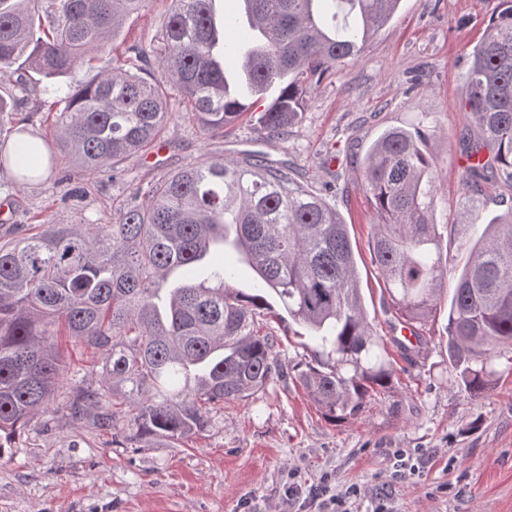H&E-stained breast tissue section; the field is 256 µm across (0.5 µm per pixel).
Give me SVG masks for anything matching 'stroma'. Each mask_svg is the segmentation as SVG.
Returning <instances> with one entry per match:
<instances>
[{"instance_id": "obj_1", "label": "stroma", "mask_w": 512, "mask_h": 512, "mask_svg": "<svg viewBox=\"0 0 512 512\" xmlns=\"http://www.w3.org/2000/svg\"><path fill=\"white\" fill-rule=\"evenodd\" d=\"M501 0H401L394 18L355 60L336 64L313 84L304 117L287 141L268 140L244 115L224 136H206L179 105L155 157L125 160L116 179H88L56 145L55 125L33 93L21 107L30 131L54 157L40 179L18 183L0 172V237L16 224H109L116 208L161 176L210 157L261 152L291 164L295 178L335 204L356 253L369 319L394 360L391 391L368 397L355 416L325 418L296 379L304 351L286 323L272 322L279 374L252 398L225 403L186 443L135 440L128 425L111 434L92 418L63 409L34 416L0 450V512H283L290 482L330 477L337 490L357 486L351 512H370L386 490L393 512H512V351L495 359L498 378L472 396L448 361L444 291L433 321L421 326L422 348L400 349L369 241L375 215L355 156L388 127L427 121L438 163L433 219L453 227L448 254L460 269L476 238L461 224L459 176L464 124L461 76L473 46ZM170 0H149L119 40L156 44ZM422 453L419 473L392 475L395 450Z\"/></svg>"}]
</instances>
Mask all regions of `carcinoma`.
<instances>
[{
	"instance_id": "1",
	"label": "carcinoma",
	"mask_w": 512,
	"mask_h": 512,
	"mask_svg": "<svg viewBox=\"0 0 512 512\" xmlns=\"http://www.w3.org/2000/svg\"><path fill=\"white\" fill-rule=\"evenodd\" d=\"M147 0H0V117L37 85L58 147L95 178L151 151L176 97L183 116L222 135L256 99L230 93L224 61L271 90L256 124L282 141L304 115L314 78L363 52L401 0H172L157 48L128 46L115 63L76 85L72 71L112 43ZM459 138L463 194L512 188V0L468 56ZM15 141L32 159L0 150L17 182L47 165L24 126ZM424 124L383 132L359 169L376 216L369 244L401 319L437 312L450 273L444 230L433 221L438 169ZM0 241V449L56 402L66 373L58 337L104 358L98 386L77 384L64 402L80 419L91 404L103 430L120 422L141 439L187 441L224 403L264 389L280 365L268 318L303 328L310 360L298 380L330 419L357 415L391 387L392 363L368 318L347 224L288 168L251 152L208 159L136 192L113 224L15 225ZM234 251L256 275L234 287L238 268L209 256ZM448 360L460 384L482 393L497 380L494 350L512 348V209L485 224L454 279Z\"/></svg>"
}]
</instances>
